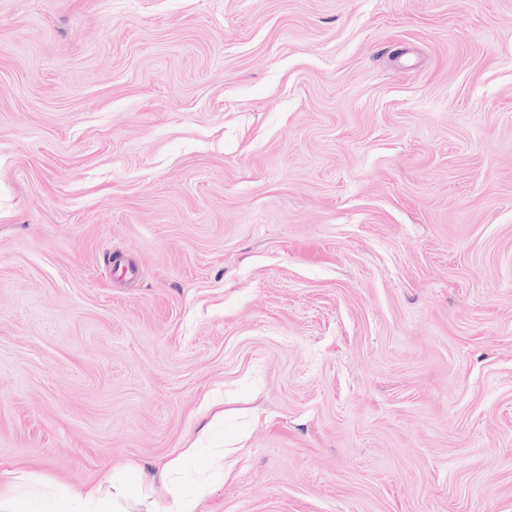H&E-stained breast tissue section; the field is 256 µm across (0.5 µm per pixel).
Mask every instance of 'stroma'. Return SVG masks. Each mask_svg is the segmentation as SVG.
Segmentation results:
<instances>
[{
  "label": "stroma",
  "mask_w": 512,
  "mask_h": 512,
  "mask_svg": "<svg viewBox=\"0 0 512 512\" xmlns=\"http://www.w3.org/2000/svg\"><path fill=\"white\" fill-rule=\"evenodd\" d=\"M18 470L512 512V0H0Z\"/></svg>",
  "instance_id": "1"
}]
</instances>
